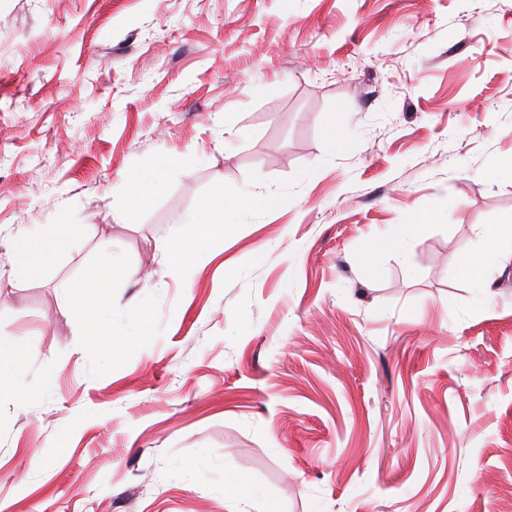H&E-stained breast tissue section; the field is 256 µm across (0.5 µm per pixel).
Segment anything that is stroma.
<instances>
[{"mask_svg": "<svg viewBox=\"0 0 512 512\" xmlns=\"http://www.w3.org/2000/svg\"><path fill=\"white\" fill-rule=\"evenodd\" d=\"M510 163L512 0H0V512H233L228 474L277 512H512V261L454 272ZM110 258L116 357L64 292ZM163 181V170L156 169L124 179L118 186V190L136 204H144L153 194L162 189ZM226 204L224 194L205 200L198 213L186 224L192 225L190 230L179 234L171 247L174 266L181 270L190 268L195 260L199 245L214 234L224 235V212ZM72 233V224L61 220L30 234L16 237L13 253L18 270L28 278L39 277L46 264L64 249Z\"/></svg>", "mask_w": 512, "mask_h": 512, "instance_id": "1", "label": "stroma"}]
</instances>
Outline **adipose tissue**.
<instances>
[{
  "label": "adipose tissue",
  "instance_id": "adipose-tissue-1",
  "mask_svg": "<svg viewBox=\"0 0 512 512\" xmlns=\"http://www.w3.org/2000/svg\"><path fill=\"white\" fill-rule=\"evenodd\" d=\"M226 204L223 197L205 200L191 220L190 230L184 231L174 241L171 256L175 267L181 270L192 266L199 245L212 235L223 233ZM72 233L67 222L50 224L13 241V253L18 270L26 277H39L46 264L64 249ZM512 259V225L498 224L486 229L479 253L462 257L456 266L459 275L476 285H483L489 263L499 259ZM79 311L86 320V328L93 340L108 352L117 354L123 349L120 342L111 337L103 313L109 295L100 288L75 287L71 293Z\"/></svg>",
  "mask_w": 512,
  "mask_h": 512
}]
</instances>
